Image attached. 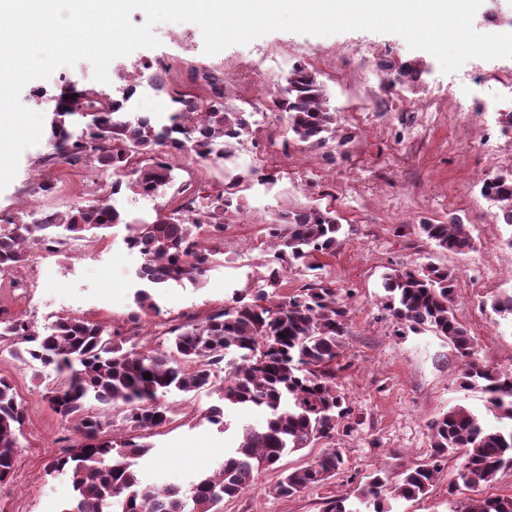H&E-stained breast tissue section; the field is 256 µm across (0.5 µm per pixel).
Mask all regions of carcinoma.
<instances>
[{"label": "carcinoma", "instance_id": "carcinoma-1", "mask_svg": "<svg viewBox=\"0 0 512 512\" xmlns=\"http://www.w3.org/2000/svg\"><path fill=\"white\" fill-rule=\"evenodd\" d=\"M387 82L409 83L419 70L405 62L383 66ZM207 96L178 93L171 97L175 112L159 125L142 116L121 120L122 106L104 99L93 87L69 86L61 94L63 111L51 123L56 152L45 158L54 165L96 162L135 178L112 183V194L126 188L151 197L173 183V165L186 144L202 165L233 155L235 145L252 135L253 113L224 104L220 79L207 74ZM273 109L286 114L288 133L313 148H329L336 141V113L331 111L323 83L315 71L293 68L286 87L272 99ZM86 112L91 117L87 136L72 139L65 117ZM275 184L274 171L257 168L228 175L223 193L199 204L196 193L182 185L175 205L156 211L150 221L130 224L106 202L78 204L65 216L44 211L35 224L22 220L0 233V274L14 275L24 258V245L38 240L53 251L82 240L95 229L123 224L125 244L140 254L135 275L151 288H167L185 280L200 281L224 254V212L234 196L253 181ZM482 194L497 208L498 220L512 228V173L483 181ZM426 239L443 251L466 254L474 249L462 217L420 225ZM343 224L336 212L319 206L285 209L263 228L273 252L266 287L233 293L229 304L202 318L190 316L167 331V345L147 350L140 346L141 319L158 314L152 295L140 290L126 330L71 315L58 317L39 332L20 319L0 318V355L36 362L62 379L45 390L44 400L63 420L74 424L78 438L64 447L52 470L68 475L75 496L62 512H214L224 497L246 490L254 474L277 464L287 453L331 439L339 429L362 424L360 414L339 388L336 359L348 334L349 309L337 290L324 284L322 258L341 244ZM313 273L314 280L295 294L279 291L290 272ZM455 275L446 267L426 263L393 270L384 278L382 307L402 328L430 331L452 345L463 364L462 384L485 395L486 409L498 425L490 426L472 411L458 406L428 425V461L392 475L384 469L369 474L356 499L373 512H391L387 496L415 500L426 496L441 467L457 455L463 461L448 495L460 486L476 488L496 481L512 467V374L472 359L474 340L454 312ZM493 313L512 317V293L483 302ZM151 374L145 379L144 374ZM219 399L226 405L248 408L260 416L246 424L238 445L209 475L187 487L158 488L144 482L133 460L150 445L132 438L109 437L116 423L139 435L171 421L167 397L189 395L214 387L219 376ZM26 406L5 378H0V483L15 470L18 435ZM201 419L228 429L224 408L213 405ZM344 458L328 448L314 463L285 474L273 487L281 497L326 483L342 470ZM461 512H512V497L488 496L461 507Z\"/></svg>", "mask_w": 512, "mask_h": 512}]
</instances>
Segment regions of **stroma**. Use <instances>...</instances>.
Returning a JSON list of instances; mask_svg holds the SVG:
<instances>
[{
	"instance_id": "35a3bbf8",
	"label": "stroma",
	"mask_w": 512,
	"mask_h": 512,
	"mask_svg": "<svg viewBox=\"0 0 512 512\" xmlns=\"http://www.w3.org/2000/svg\"><path fill=\"white\" fill-rule=\"evenodd\" d=\"M154 33L159 47L136 50L133 59L171 55V90L208 93L202 76L213 74L223 82L225 103L233 107L265 111L270 97L285 87L294 60L309 61L336 111V134L347 139L330 157L289 138L282 120L257 129L254 139L238 146L225 163L209 168L190 158L175 163L176 185L190 183L209 192L223 185L228 172L251 168L260 153L276 166L279 179L272 187L256 184L235 196L225 214L224 254L202 282L152 289L159 312L142 328L140 343L145 348L165 343L171 321L220 308L234 290L263 287L271 251L262 228L277 212L327 206L335 210L345 231L335 255L326 257L323 275L333 288L349 295V334L338 358V382L363 423L350 433L337 434L332 442L284 455L272 468L256 473L249 489L225 498L220 512H330L336 498L353 497L375 469L396 474L426 461L428 424L449 407L464 406L493 423L483 394L460 386L461 363L452 346L431 332L399 336L397 324L380 304L382 277L392 270L425 262L452 269L457 277L455 313L475 338V360L512 371V321L483 305L492 295L512 292V248L505 243L512 229L500 224L496 206L480 192L482 179L512 173V138L501 133L495 113L478 118L470 111L474 96L496 97L502 108L512 107V90L490 73V61L478 59L446 73L435 56L409 48L401 36L370 31L328 36L275 31L215 55L203 52L196 24L162 22ZM185 35L197 50L176 56V43ZM369 47L377 51L368 63L374 75L384 61L423 62L420 81L402 84L401 100L369 89L356 76L353 57ZM65 82L93 84L91 63L62 66L49 78L29 82V89L45 93L34 107L44 120H51L54 99ZM418 103L438 111L437 124L424 133L418 130L425 118L414 109ZM51 151L45 133L37 145L22 152L16 176L0 191V222L19 218L31 223L41 211L64 212L100 200L122 209L128 222L148 221L174 194L173 188L154 198L126 190L113 194L111 168L50 166L45 159ZM34 171L53 181L51 193H34ZM452 214L464 218L475 240L468 254L439 251L419 230L422 222L443 221ZM126 235L125 224L103 227L89 239L72 242L66 252L50 256L42 244L30 243L21 270L23 287H13L10 276L0 275V315L24 319L40 329L62 315L125 327L136 309L140 284L135 271L141 263L140 255L127 249ZM0 377L14 385L27 406L17 469L10 482L0 484V512H62L74 491L67 478L51 470L62 452L59 438L66 424L43 399L49 378L39 364L6 355H0ZM169 401L171 422L145 436L150 451L137 461L141 477L159 488L186 486L211 472L223 461L225 450L237 445L242 425L254 420L250 412L228 406V431L202 421V411L219 401L211 388L186 398L173 395ZM330 446L345 460L339 474L290 497L274 494L286 472L313 463ZM459 464V459L450 460L426 496L393 501L394 512H456L460 504L490 495L512 496V468L501 471L491 486L449 496L448 484Z\"/></svg>"
}]
</instances>
